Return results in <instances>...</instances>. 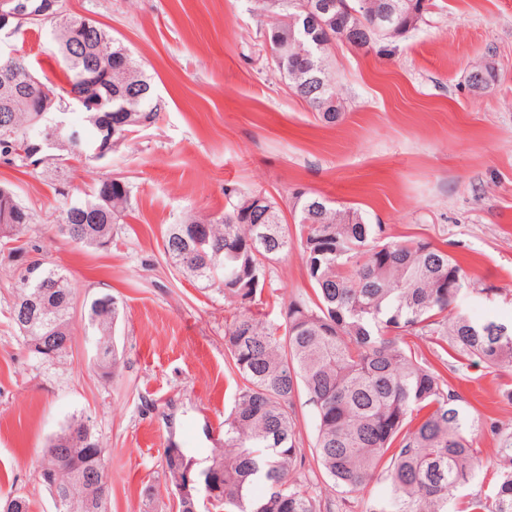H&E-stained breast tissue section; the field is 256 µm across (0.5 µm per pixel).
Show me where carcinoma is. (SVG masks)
I'll list each match as a JSON object with an SVG mask.
<instances>
[{"mask_svg":"<svg viewBox=\"0 0 512 512\" xmlns=\"http://www.w3.org/2000/svg\"><path fill=\"white\" fill-rule=\"evenodd\" d=\"M47 0H28L40 15L28 28L49 26L51 45L68 74V87L41 82L24 56L6 65L27 96L10 109L0 101V161L32 166L22 151L38 136L42 120L30 111L38 97L52 94L66 107L82 99L100 112L83 113V124L62 132L67 147L50 165L64 170L71 159L100 160L96 148L112 155L127 134L155 124L162 100L129 49L94 20L43 12ZM319 0H256L259 15H275L265 32L271 60L321 121L334 124L345 112L325 67L333 43L352 29L360 48L392 42L415 28L412 13L426 0H395L401 8L387 17L390 0H332L336 6L323 24L306 31L304 9ZM388 18L393 33L374 31ZM317 63L323 90L311 82ZM124 116L129 119L112 141L100 129ZM232 198L220 215H188L166 228L164 252L184 273L204 287H217L224 302L237 309L224 329L234 368L243 380L234 407L224 420V452L204 472L200 491L217 512H321L308 488L291 479L302 463L294 420V398L305 392L317 418L314 450L326 475L347 492L366 488L379 468L386 489L367 504V512H450L454 493L470 483L479 462L464 433L475 426L458 394L448 389L443 370L452 357L460 365L474 358L490 367L512 368V322L473 321L454 307L466 275L448 250L421 239L391 240L383 224H370L352 208L301 193L293 206L297 238H292L277 203L257 192L224 189ZM131 211V187L119 176L101 180L83 200L67 205L59 224H69L67 238L77 246L106 250L116 225ZM34 212L9 185H0V240L17 246V288L10 317L29 351L45 361L60 360L72 349L69 327L75 298L66 275L44 264L32 271L27 236ZM274 229V242L260 240L259 228ZM299 241L313 296L292 298L280 309L285 332L251 311L263 304L264 288H250L240 273L252 269L266 282L269 265ZM119 316L117 303L95 298L87 309L98 338L111 335ZM425 336L440 366L431 364L405 341ZM500 434L497 451L500 483L492 495L474 497L469 512H512V432ZM43 455L59 466L56 512L69 504H96L84 512H106L101 496L112 495L109 458L83 418H72ZM165 477L178 486L180 470L191 465L181 448L165 451ZM262 492L257 494L255 489ZM0 512H30L21 494L0 503Z\"/></svg>","mask_w":512,"mask_h":512,"instance_id":"carcinoma-1","label":"carcinoma"}]
</instances>
